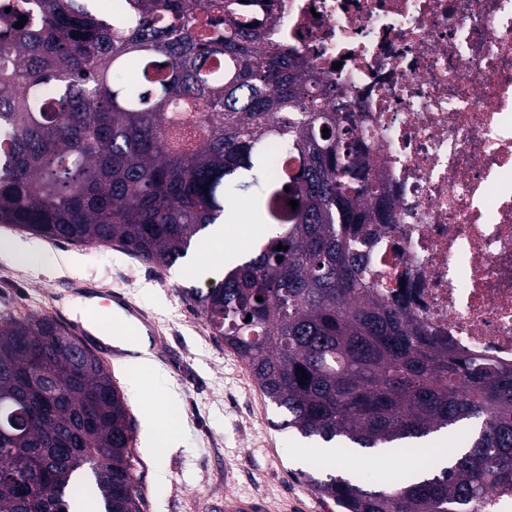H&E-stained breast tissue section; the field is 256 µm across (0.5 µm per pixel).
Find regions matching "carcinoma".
<instances>
[{
	"label": "carcinoma",
	"instance_id": "obj_1",
	"mask_svg": "<svg viewBox=\"0 0 512 512\" xmlns=\"http://www.w3.org/2000/svg\"><path fill=\"white\" fill-rule=\"evenodd\" d=\"M28 2L0 0V224L165 265L229 213L259 226L221 283L186 295L279 427L421 454L477 426L446 467L328 474L317 491L342 512H485L489 492L512 496V363L442 340L382 288L373 225L395 217L344 93L267 42L269 19L238 21L237 0H34L36 23L17 28ZM190 123L192 141L173 136ZM75 343L49 316L0 325V512H69L94 492L101 512H142L123 398ZM460 432L470 434L472 432V427H462L459 430H450L448 432H442L437 435H441L433 438L429 443H426L427 448H433L439 442H445V448H434L437 454L436 462L442 461L448 463V448H456V451H460V449L466 448L465 440L461 437Z\"/></svg>",
	"mask_w": 512,
	"mask_h": 512
}]
</instances>
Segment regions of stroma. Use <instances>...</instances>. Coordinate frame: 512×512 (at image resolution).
<instances>
[{
    "mask_svg": "<svg viewBox=\"0 0 512 512\" xmlns=\"http://www.w3.org/2000/svg\"><path fill=\"white\" fill-rule=\"evenodd\" d=\"M52 268L18 266L0 251V267H20L11 279L0 277V324L15 317H38L43 308L59 309L64 319L85 326L111 323L99 293L125 296L138 310L137 333L160 346L145 382H138L121 360H113L112 381L124 396L140 464L143 512H206L208 503L227 493L262 496L276 512H341L317 492L307 475L312 462L330 458L329 473H358L395 480L415 468L413 458L382 449H349L334 454L317 441L280 429V416L253 380L246 363L213 335L186 291L207 289L208 276L185 274L200 262L199 250L167 267L97 246L37 239ZM176 414L174 446L165 455L149 449L144 424L147 404Z\"/></svg>",
    "mask_w": 512,
    "mask_h": 512,
    "instance_id": "35a3bbf8",
    "label": "stroma"
}]
</instances>
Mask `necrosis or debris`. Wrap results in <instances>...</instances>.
<instances>
[{
	"instance_id": "obj_1",
	"label": "necrosis or debris",
	"mask_w": 512,
	"mask_h": 512,
	"mask_svg": "<svg viewBox=\"0 0 512 512\" xmlns=\"http://www.w3.org/2000/svg\"><path fill=\"white\" fill-rule=\"evenodd\" d=\"M270 42L339 85L396 222L391 293L512 363V0H275Z\"/></svg>"
}]
</instances>
